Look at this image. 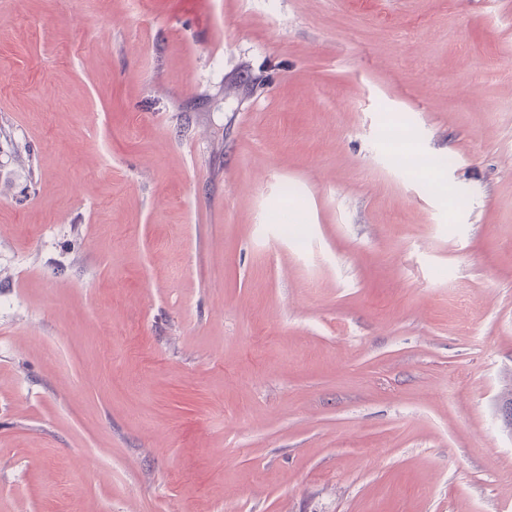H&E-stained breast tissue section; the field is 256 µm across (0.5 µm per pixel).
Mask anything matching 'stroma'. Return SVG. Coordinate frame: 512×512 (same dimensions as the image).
Masks as SVG:
<instances>
[{
	"label": "stroma",
	"mask_w": 512,
	"mask_h": 512,
	"mask_svg": "<svg viewBox=\"0 0 512 512\" xmlns=\"http://www.w3.org/2000/svg\"><path fill=\"white\" fill-rule=\"evenodd\" d=\"M511 380L512 0H0V512H512Z\"/></svg>",
	"instance_id": "1"
}]
</instances>
